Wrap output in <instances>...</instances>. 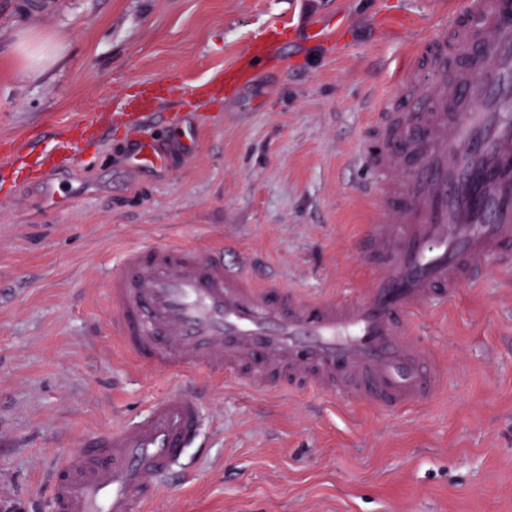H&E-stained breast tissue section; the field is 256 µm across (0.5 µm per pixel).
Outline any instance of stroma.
Here are the masks:
<instances>
[{"mask_svg": "<svg viewBox=\"0 0 512 512\" xmlns=\"http://www.w3.org/2000/svg\"><path fill=\"white\" fill-rule=\"evenodd\" d=\"M463 0H0V512H52L51 470L84 435L196 386L201 429L149 512H512V272L490 268L414 324L448 363L430 404L383 411L303 391L258 397L231 377L152 373L108 321V267L133 246L189 245L308 297H356L372 270L352 156L392 67ZM281 26L250 83L200 104L189 89ZM162 80L150 133L196 153L127 163L102 130L91 163L54 177L46 210L10 145L62 131Z\"/></svg>", "mask_w": 512, "mask_h": 512, "instance_id": "stroma-1", "label": "stroma"}]
</instances>
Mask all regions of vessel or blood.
Segmentation results:
<instances>
[{
  "instance_id": "1",
  "label": "vessel or blood",
  "mask_w": 512,
  "mask_h": 512,
  "mask_svg": "<svg viewBox=\"0 0 512 512\" xmlns=\"http://www.w3.org/2000/svg\"><path fill=\"white\" fill-rule=\"evenodd\" d=\"M469 49L458 67L449 53ZM86 129L62 134L66 160ZM170 150L139 141L131 165L164 168ZM359 157L381 172L365 189L378 230L364 295L304 298L256 283L207 247L134 248L104 292L123 351L161 373L230 375L257 394L316 390L398 411L446 390V365L412 323L491 263L512 265V0H466L396 67ZM202 396L185 388L139 420L82 440L52 480L54 512H145L194 441Z\"/></svg>"
}]
</instances>
